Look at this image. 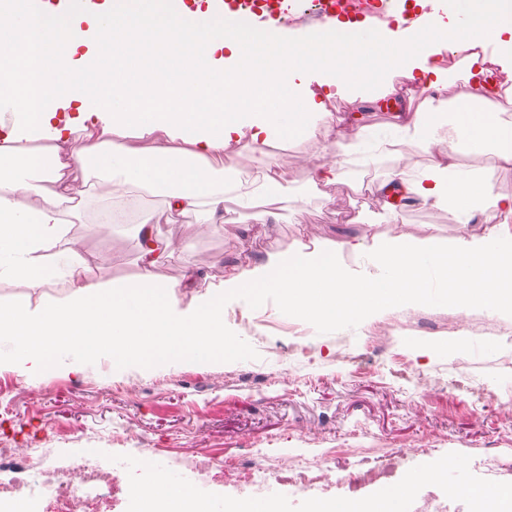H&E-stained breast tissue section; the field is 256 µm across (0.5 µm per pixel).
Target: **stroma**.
<instances>
[{"label": "stroma", "mask_w": 512, "mask_h": 512, "mask_svg": "<svg viewBox=\"0 0 512 512\" xmlns=\"http://www.w3.org/2000/svg\"><path fill=\"white\" fill-rule=\"evenodd\" d=\"M399 108L392 97L363 104L347 129L358 155L338 173L336 184L313 186L316 160L333 163L336 130L301 133L271 143L269 163L280 177L288 207L278 217L256 222L229 202L233 220L212 224L193 212L168 221L162 197L146 198L153 232L176 250L154 270L159 284L175 289L182 309L195 304L208 285L220 284L247 261L266 259L296 242L337 243L358 239L362 247L345 255L352 274L377 277L375 244L390 238L453 239L459 233L452 206L421 200L402 206L396 224H363V215L382 212L385 199L375 188L401 157L415 166L447 142L406 143L401 155L379 154L392 138ZM121 197L87 198L69 226L73 247L105 260L93 273L102 286L127 283L140 272L139 219L113 226L101 215L124 205ZM62 281L33 286L0 281V303L36 308L65 300ZM496 334L478 333L485 319ZM222 361L201 367L190 361L141 369L103 358L77 375L50 367L33 384L16 372L0 371V448H110L136 453L153 448L181 472L183 458L205 450L227 460L248 455L269 463L290 457H325L333 481L298 489L287 473L264 487L292 504L312 498L361 499L374 486L358 484L359 474L388 468L382 483L399 482L414 466L451 452L470 456L471 472L512 482V469L488 465V449L512 462V312L491 304L454 298L394 306L372 317H354L327 327L289 320L281 299L262 303L224 300Z\"/></svg>", "instance_id": "stroma-1"}]
</instances>
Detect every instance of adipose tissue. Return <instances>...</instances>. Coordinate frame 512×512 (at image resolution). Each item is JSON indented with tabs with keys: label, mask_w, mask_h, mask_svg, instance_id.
<instances>
[{
	"label": "adipose tissue",
	"mask_w": 512,
	"mask_h": 512,
	"mask_svg": "<svg viewBox=\"0 0 512 512\" xmlns=\"http://www.w3.org/2000/svg\"><path fill=\"white\" fill-rule=\"evenodd\" d=\"M224 10L212 0L174 6L172 0H82L80 6L0 0V279L39 283L61 276L66 304L39 309L0 305V368L37 381L51 364L83 373L86 363L111 357L149 367L175 360L206 366L224 357L222 295L281 297L285 317H314L330 326L374 313L393 302L433 295L512 304V196L492 177L460 172L451 154L431 158L414 173L394 174L406 195L453 205L460 226L482 216L481 237L388 242L376 254L387 279L382 289L349 274L343 255L358 242H297L209 286L197 306L178 315L170 289L153 275L172 257L168 240L145 230L136 281L104 288L91 278L93 259L67 236L75 214L68 172L85 189L160 195L173 214L205 209L224 221L235 198L251 207L257 182L269 191L255 220L276 216L280 183L262 150L273 139L325 123L342 124L327 109L338 96L356 105L370 91L397 98L396 143L446 140L469 153L491 154L512 165V63L484 57L482 33L512 54V17L460 8L457 19L435 27H396L369 46L357 42L360 25L333 20L298 41L244 28L225 30ZM466 52L465 91L456 109L441 92L445 51ZM404 83H394V76ZM316 88H308L309 79ZM419 105L414 120L405 112ZM100 131V142L64 153L77 134ZM249 135L262 172L242 175L227 148ZM53 142L52 151L22 149L25 141ZM53 189L48 205L29 199L36 184Z\"/></svg>",
	"instance_id": "ef3b65f1"
}]
</instances>
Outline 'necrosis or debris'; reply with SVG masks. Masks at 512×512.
<instances>
[{"mask_svg":"<svg viewBox=\"0 0 512 512\" xmlns=\"http://www.w3.org/2000/svg\"><path fill=\"white\" fill-rule=\"evenodd\" d=\"M186 465L203 486L214 470L257 491L274 475L260 463L242 468L237 462L209 456L189 459ZM111 488L112 474L95 455L59 448H13L0 453V512H20L24 501L48 503L50 512H94L95 504L109 498Z\"/></svg>","mask_w":512,"mask_h":512,"instance_id":"obj_1","label":"necrosis or debris"}]
</instances>
